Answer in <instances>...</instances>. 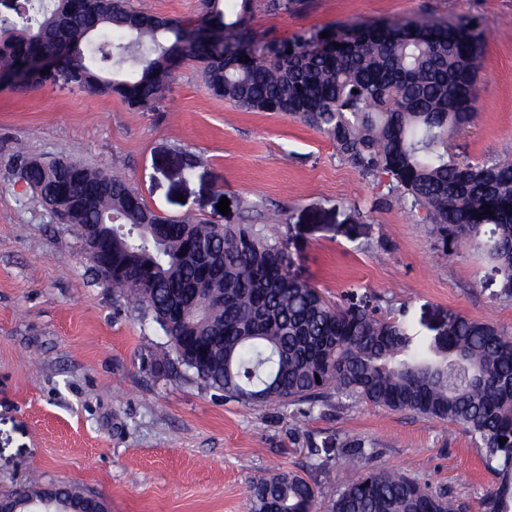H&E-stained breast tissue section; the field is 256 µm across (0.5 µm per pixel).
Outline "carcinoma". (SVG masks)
Wrapping results in <instances>:
<instances>
[{
    "label": "carcinoma",
    "instance_id": "1",
    "mask_svg": "<svg viewBox=\"0 0 512 512\" xmlns=\"http://www.w3.org/2000/svg\"><path fill=\"white\" fill-rule=\"evenodd\" d=\"M22 0L0 17V62L18 93L45 86L26 75L43 58L87 74L84 88L136 109L162 101L174 71L198 63L205 87L258 112H282L324 134L341 157L425 212L443 243H486L512 293V158L471 164L448 155V138L472 121L484 36L477 21L352 23L256 47L250 0L226 20L224 0H202L196 21L154 14L128 0ZM208 36L190 42L194 24ZM340 47H334V44ZM358 93H353V90ZM13 179L61 224L147 225L145 240L102 237L96 274L112 278L127 308L151 319L166 341L161 363L179 364L206 387L248 406L289 403L304 416L332 399L365 402L448 421L480 440L497 487L484 512H512V335L465 316L431 340L365 306L342 307L290 275L291 259L252 224L172 220L124 180L55 159ZM506 439L505 444L498 439ZM251 512H458L448 493L406 472L369 467L344 476L326 505L297 472L250 481ZM103 512L77 484L57 487L53 512Z\"/></svg>",
    "mask_w": 512,
    "mask_h": 512
}]
</instances>
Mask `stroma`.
I'll use <instances>...</instances> for the list:
<instances>
[{"instance_id":"35a3bbf8","label":"stroma","mask_w":512,"mask_h":512,"mask_svg":"<svg viewBox=\"0 0 512 512\" xmlns=\"http://www.w3.org/2000/svg\"><path fill=\"white\" fill-rule=\"evenodd\" d=\"M460 16L479 22L485 53L473 120L448 148L481 164L512 150V0H303L279 14L253 0L248 24L264 43ZM20 149L125 179L166 218L259 225L291 257V274L327 300L369 303L419 337L456 315L512 333V296L478 242L443 245L324 135L211 95L193 62L148 110L62 84L0 89V494L78 483L106 512H249L255 473L300 472L327 499L344 472L373 465L483 512L498 478L480 441L454 424L346 400L307 417L287 404L253 409L157 366L156 325L120 308L77 227L53 223L11 180ZM269 210L282 222L264 223ZM356 438L375 448L373 461L344 454Z\"/></svg>"}]
</instances>
